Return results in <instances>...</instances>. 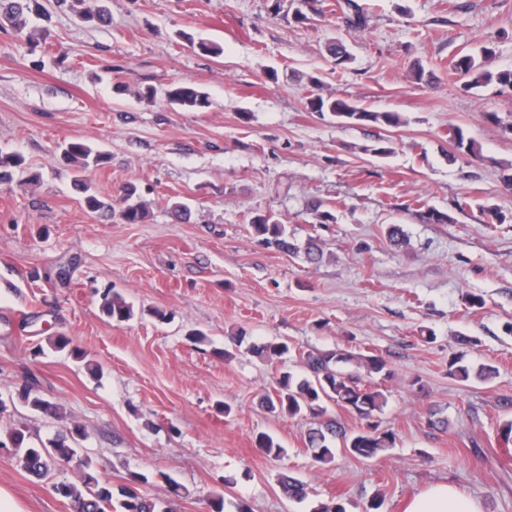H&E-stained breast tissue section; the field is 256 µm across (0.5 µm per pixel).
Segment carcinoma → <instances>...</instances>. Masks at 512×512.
I'll use <instances>...</instances> for the list:
<instances>
[{"label": "carcinoma", "instance_id": "obj_1", "mask_svg": "<svg viewBox=\"0 0 512 512\" xmlns=\"http://www.w3.org/2000/svg\"><path fill=\"white\" fill-rule=\"evenodd\" d=\"M82 0H56L59 6H68L85 22L105 26L109 20V11L99 6L93 10L81 7ZM40 15L37 0H0V29L11 28L21 34L28 25V14ZM327 51L336 67L348 68L353 57L347 43L338 38L328 43ZM495 51L492 47H482L481 55L464 54L454 60L452 70L468 78L470 87L486 86L492 83L502 87H512V69L492 71L487 63ZM167 100L183 109L200 112L210 104L208 95L196 87L174 84L167 91ZM311 109L317 112H330L342 122L351 125L377 123L387 127L401 124L397 112H374L362 107L354 99L342 96H316L309 101ZM448 136L455 145L457 154H448V161L457 160V155L467 156L476 162L482 159L481 150L473 139L464 136L459 127H452ZM65 158L73 165V187L83 193L82 202L87 210L94 213H112V204L101 199L87 182L86 174L103 166L106 154L82 141H71L64 150ZM36 179V175L27 172L25 160L18 154H0V184L25 185ZM136 187H126L125 206L121 211L122 219L128 224H139L147 217L146 208L139 201H132ZM254 234L259 241L275 250L288 255H304L307 261L316 262L322 258V251L312 241L300 246L288 231V225L270 215L257 214L250 219ZM102 312L111 320L122 323L134 317L133 306L118 292L109 291L103 295ZM248 352L261 359L272 361L288 353V343L254 342ZM298 356L305 368V376L298 379L291 373H284L276 379L274 394L266 397V406L272 411L284 412L290 416L308 414L317 420L306 437V446L317 462H326L334 458L333 440L341 438L343 448L364 458H373L386 448L395 445V434L389 430H380L374 419L375 413L386 404L383 391L375 386L366 385L363 379L347 370L356 364L366 368V373L390 375L387 361L377 355L354 354L343 348L333 350H300ZM450 374L467 381L474 376L482 381L490 379L495 369L490 364L481 365L471 372L468 365L459 356L449 366ZM17 399L32 410L44 415L58 414V407L33 393L29 387L17 393ZM355 411L361 418L358 428L350 431L338 426L334 421L320 422L318 418L325 414V402ZM86 436L85 429L75 425L66 432L57 435L48 444L26 446L25 434L15 429L8 434V441L0 439V449L13 448L14 455L28 475L42 478L63 462L77 471L81 485L71 481H59L54 491L62 498L73 503L75 512H171L170 502L165 499L146 497L139 494L137 488H121V500L114 501L112 486L101 480L93 470L91 459L81 453L78 440ZM255 446L268 456L278 457L285 452L272 436L260 433L255 438ZM282 491L288 497L302 501L307 497V486L298 478L283 474L279 480Z\"/></svg>", "mask_w": 512, "mask_h": 512}]
</instances>
